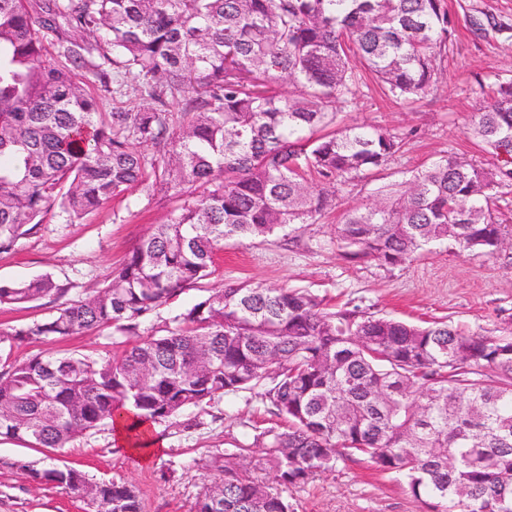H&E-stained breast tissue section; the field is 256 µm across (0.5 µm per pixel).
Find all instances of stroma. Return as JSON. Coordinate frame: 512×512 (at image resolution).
<instances>
[{"instance_id":"stroma-1","label":"stroma","mask_w":512,"mask_h":512,"mask_svg":"<svg viewBox=\"0 0 512 512\" xmlns=\"http://www.w3.org/2000/svg\"><path fill=\"white\" fill-rule=\"evenodd\" d=\"M453 35L441 61L437 90L408 105L383 96L367 80L354 107L338 113L337 126L380 125L404 138L401 151L371 177L337 186L339 210L312 224H297L267 240L228 242L214 257L209 287L247 281L264 288L304 290L324 308L359 309L415 323L445 320L468 335L512 336V248L485 254L448 241L432 245L397 267L347 259L336 240L340 209L371 198L375 188L405 180L410 171L451 152L489 168L495 156L473 141L468 129L483 90L512 78V0H447ZM480 19L476 31L471 19ZM178 202L146 200L132 192L109 200L81 223L49 213L32 234L0 252V281L51 274L70 287L69 299L85 298L106 283L150 227L165 222ZM41 300L0 307V365L36 354L107 357L120 346L109 331L24 344L12 328L53 315ZM276 421L258 395L240 392L203 407H190L152 425L143 452L123 445L106 425L80 436L56 453L93 480L132 485L143 512H192L203 487L216 476L214 457L252 445L258 429ZM41 461L18 441L0 440V512H92L86 499L52 485H34L8 460ZM292 512H427L405 481L379 471L369 460L347 459L287 494Z\"/></svg>"}]
</instances>
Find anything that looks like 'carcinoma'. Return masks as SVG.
<instances>
[{"label":"carcinoma","instance_id":"1","mask_svg":"<svg viewBox=\"0 0 512 512\" xmlns=\"http://www.w3.org/2000/svg\"><path fill=\"white\" fill-rule=\"evenodd\" d=\"M450 36L446 0H0V250L53 209L73 224L128 192L181 201L82 300L64 299L50 274L0 282V306L57 303L12 329L18 344L101 329L127 342L108 358L37 354L1 368L0 437L64 448L124 415L145 448L141 425L261 388L278 418L254 435L269 480L227 454L193 512H290L284 492L353 456L403 476L428 512H512V336L326 311L245 281L203 287L225 242L314 221L336 204L329 186L400 151L387 127L321 130L356 104L365 70L390 99L425 98ZM83 69L104 93L143 103L101 112ZM469 134L494 167L446 153L378 188L342 213L344 256L398 266L448 239L496 252L509 235L492 205L512 186V80ZM188 288L205 295L165 334L143 335ZM10 467L94 512H143L131 486L75 466Z\"/></svg>","mask_w":512,"mask_h":512}]
</instances>
